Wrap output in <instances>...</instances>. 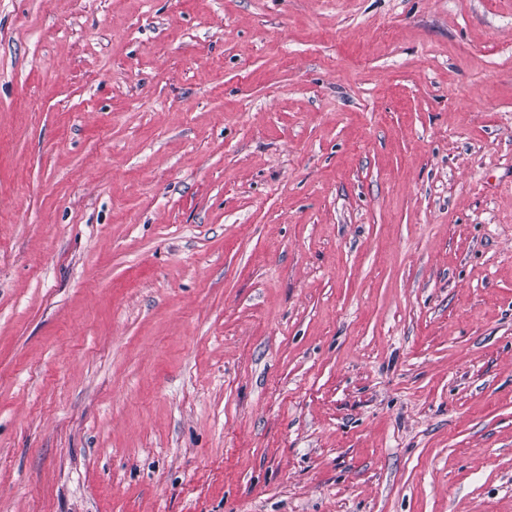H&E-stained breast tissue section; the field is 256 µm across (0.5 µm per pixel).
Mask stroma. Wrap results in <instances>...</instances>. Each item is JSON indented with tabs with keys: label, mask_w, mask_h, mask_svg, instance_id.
Wrapping results in <instances>:
<instances>
[{
	"label": "stroma",
	"mask_w": 512,
	"mask_h": 512,
	"mask_svg": "<svg viewBox=\"0 0 512 512\" xmlns=\"http://www.w3.org/2000/svg\"><path fill=\"white\" fill-rule=\"evenodd\" d=\"M0 512H512V0H0Z\"/></svg>",
	"instance_id": "1"
}]
</instances>
